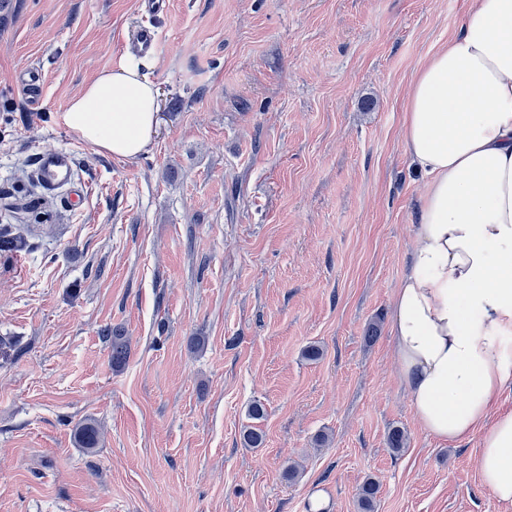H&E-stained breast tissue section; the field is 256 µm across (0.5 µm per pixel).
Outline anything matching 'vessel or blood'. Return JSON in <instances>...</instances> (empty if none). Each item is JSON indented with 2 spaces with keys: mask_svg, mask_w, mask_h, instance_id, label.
Masks as SVG:
<instances>
[{
  "mask_svg": "<svg viewBox=\"0 0 512 512\" xmlns=\"http://www.w3.org/2000/svg\"><path fill=\"white\" fill-rule=\"evenodd\" d=\"M160 47L161 36L153 24L144 22L134 28L131 38L133 53L153 56ZM34 178L45 194L54 196L66 192L73 204L81 202L89 191L77 177L74 153L65 147H48L39 152Z\"/></svg>",
  "mask_w": 512,
  "mask_h": 512,
  "instance_id": "obj_1",
  "label": "vessel or blood"
}]
</instances>
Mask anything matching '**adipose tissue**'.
<instances>
[{"instance_id":"1","label":"adipose tissue","mask_w":512,"mask_h":512,"mask_svg":"<svg viewBox=\"0 0 512 512\" xmlns=\"http://www.w3.org/2000/svg\"><path fill=\"white\" fill-rule=\"evenodd\" d=\"M154 83L124 64L75 96L63 121L99 151L151 143ZM401 136L424 179L411 266L390 331L400 383L431 437L481 436V480L512 502V0H471L457 35L416 70Z\"/></svg>"}]
</instances>
